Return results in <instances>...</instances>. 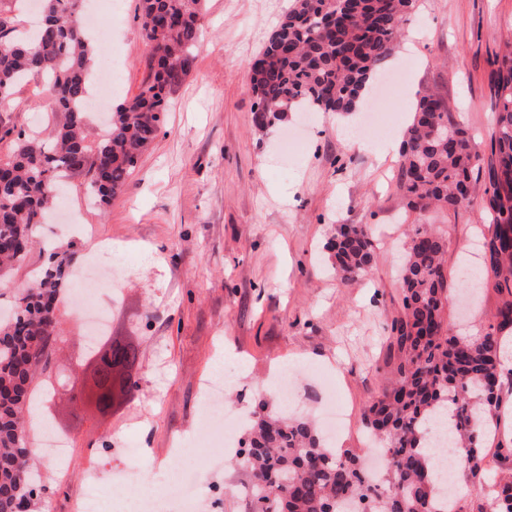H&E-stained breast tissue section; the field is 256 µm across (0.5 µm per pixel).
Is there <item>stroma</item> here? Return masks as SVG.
<instances>
[{
    "label": "stroma",
    "instance_id": "35a3bbf8",
    "mask_svg": "<svg viewBox=\"0 0 512 512\" xmlns=\"http://www.w3.org/2000/svg\"><path fill=\"white\" fill-rule=\"evenodd\" d=\"M94 32L97 62L116 60L114 100L136 95L147 76L149 45L141 34L137 0H120ZM293 0H206L199 46L188 75L172 95L173 107L124 190L110 204L87 199L82 177L70 179L58 212L40 228L41 239L69 251L75 277L59 303L63 338L41 384L55 392L39 406L68 439L64 463L43 458L45 504L34 512H72L85 475L127 472L141 460L148 491L176 475L183 462L174 440H201L198 385L219 363L240 367L243 391L228 403L231 420L267 408L282 410L273 388L289 367L301 390L292 411L320 418L322 383L334 381L343 427L337 447L363 454L365 406L391 374L390 325L401 313L398 274L402 246L415 213L405 211L396 188L398 151L419 91L442 96L475 141L488 143L494 61L512 34V0H417L385 71L398 75L396 93L375 85L368 103L388 117V132L348 144L336 134V112H295L260 129L253 123L249 72ZM34 84L20 87L0 108V124L18 130L47 128L55 114L34 107ZM348 126L361 114L347 117ZM448 238L450 298L470 291L462 260L489 226L479 210L465 216L430 213ZM88 233L70 231L72 223ZM340 224L367 225L378 258L369 274L346 281L336 272L328 243ZM129 269L101 301L117 297L108 336L139 346L134 389L100 413L73 401L66 382L89 368L88 327L71 303L86 287L98 244ZM499 303L482 289L474 311L449 305L454 333L483 328ZM243 476L221 462L200 478L215 493V512H244L230 486Z\"/></svg>",
    "mask_w": 512,
    "mask_h": 512
}]
</instances>
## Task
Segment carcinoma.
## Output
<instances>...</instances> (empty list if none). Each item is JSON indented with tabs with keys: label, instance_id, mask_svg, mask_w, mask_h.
<instances>
[{
	"label": "carcinoma",
	"instance_id": "carcinoma-1",
	"mask_svg": "<svg viewBox=\"0 0 512 512\" xmlns=\"http://www.w3.org/2000/svg\"><path fill=\"white\" fill-rule=\"evenodd\" d=\"M35 37L17 28L13 0H0V94L9 105L16 89L39 77L37 98L62 116L51 135L0 129L9 140L0 161V279L22 266L36 229L61 198L65 181L87 180L90 196L109 203L155 140L172 92L187 76L200 37L204 0H140L141 28L151 46L149 75L135 96L111 112L104 134L88 137L92 48L84 0H40ZM415 0H294L250 69L254 124L265 128L290 112L359 110L400 35ZM495 128L480 150L433 93L419 95L401 145L398 188L405 207L425 219L432 208L457 216L476 199L492 227L480 242L487 285L500 301L488 328L475 336L451 332L448 316V241L429 224L408 235L401 268L402 312L391 324L393 376L365 410L370 433L383 437L389 472L373 484L353 450L330 446L315 425L282 413L260 412L248 424L235 457L246 477L248 512H435L439 487L427 459L426 425L453 403L449 452L461 479L476 490L458 512H512V423L505 419L501 355L512 336V48L492 73ZM336 272L366 276L377 253L364 224H342L331 242ZM44 266L0 319V512H15L17 488L44 489L29 463L26 409L55 349L59 296L71 277L60 251L46 250ZM100 390L132 389L138 346L110 342L97 350Z\"/></svg>",
	"mask_w": 512,
	"mask_h": 512
}]
</instances>
